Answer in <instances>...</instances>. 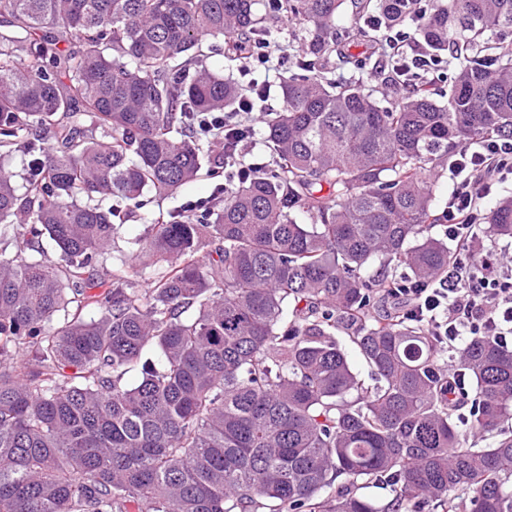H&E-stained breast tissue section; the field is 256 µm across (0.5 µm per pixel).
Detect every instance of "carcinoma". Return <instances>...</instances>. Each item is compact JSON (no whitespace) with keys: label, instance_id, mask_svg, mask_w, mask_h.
<instances>
[{"label":"carcinoma","instance_id":"cac0c4a2","mask_svg":"<svg viewBox=\"0 0 512 512\" xmlns=\"http://www.w3.org/2000/svg\"><path fill=\"white\" fill-rule=\"evenodd\" d=\"M345 2L270 0L303 45L266 119L272 163L210 212L153 219L152 288L123 263L95 293L120 217L108 201L200 178L187 115L262 105V73L219 76L202 43L243 60L239 42L267 36L259 0H0V151L43 169L20 188L0 164V223L22 216L43 241L0 252V512H512V347L471 336L450 355L399 309L366 315L457 258L431 234L428 172L512 137V0H356L415 27L442 66L467 52L442 100L400 54L389 99L333 78ZM45 133L59 150L37 157ZM479 220L512 239V196ZM377 261L403 272L369 274ZM375 482L391 501L363 493Z\"/></svg>","mask_w":512,"mask_h":512}]
</instances>
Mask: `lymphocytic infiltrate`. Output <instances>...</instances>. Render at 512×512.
I'll use <instances>...</instances> for the list:
<instances>
[{"label":"lymphocytic infiltrate","instance_id":"lymphocytic-infiltrate-1","mask_svg":"<svg viewBox=\"0 0 512 512\" xmlns=\"http://www.w3.org/2000/svg\"><path fill=\"white\" fill-rule=\"evenodd\" d=\"M461 157L443 212L448 238L456 244V263L431 287L385 291L388 300L404 302L406 315L449 348L466 336L512 341V258L493 264L481 260V245L471 231L483 199L512 176V139L487 136Z\"/></svg>","mask_w":512,"mask_h":512}]
</instances>
